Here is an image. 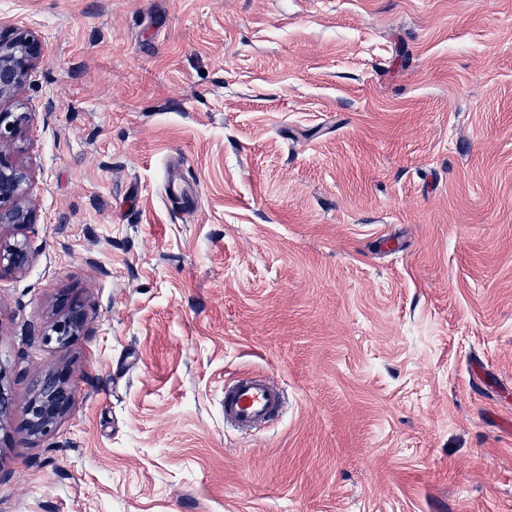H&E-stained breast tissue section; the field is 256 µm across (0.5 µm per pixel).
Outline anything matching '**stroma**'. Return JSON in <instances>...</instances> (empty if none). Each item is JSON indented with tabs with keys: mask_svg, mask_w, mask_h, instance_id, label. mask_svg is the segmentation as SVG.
Masks as SVG:
<instances>
[{
	"mask_svg": "<svg viewBox=\"0 0 512 512\" xmlns=\"http://www.w3.org/2000/svg\"><path fill=\"white\" fill-rule=\"evenodd\" d=\"M39 214L0 512H512V0H8ZM187 188L168 200L165 168ZM79 301L84 332L37 334ZM76 401L35 441L50 369ZM283 420L243 437L224 384ZM287 405L284 389L267 374L249 373L224 385V424L250 434L281 416Z\"/></svg>",
	"mask_w": 512,
	"mask_h": 512,
	"instance_id": "1",
	"label": "stroma"
}]
</instances>
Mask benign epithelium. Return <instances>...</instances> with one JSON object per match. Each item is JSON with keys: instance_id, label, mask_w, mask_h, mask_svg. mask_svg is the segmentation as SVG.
Returning <instances> with one entry per match:
<instances>
[{"instance_id": "obj_1", "label": "benign epithelium", "mask_w": 512, "mask_h": 512, "mask_svg": "<svg viewBox=\"0 0 512 512\" xmlns=\"http://www.w3.org/2000/svg\"><path fill=\"white\" fill-rule=\"evenodd\" d=\"M43 56L42 42L35 35L20 30L0 31V99L20 88L29 70ZM25 119L24 112L0 107V278L24 273L33 260L27 240L4 237L6 230L20 231L37 221L36 210L24 202L30 172L5 151L13 144ZM85 323L86 314L81 306L68 304L63 319L46 334V339L64 344L82 331ZM75 394V385L65 373L48 371L37 395L25 406L29 435L40 439L51 435L71 410Z\"/></svg>"}]
</instances>
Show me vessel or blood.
Listing matches in <instances>:
<instances>
[{
	"mask_svg": "<svg viewBox=\"0 0 512 512\" xmlns=\"http://www.w3.org/2000/svg\"><path fill=\"white\" fill-rule=\"evenodd\" d=\"M286 405L282 386L264 373L242 375L224 387V423L242 434L278 418Z\"/></svg>",
	"mask_w": 512,
	"mask_h": 512,
	"instance_id": "b4317fda",
	"label": "vessel or blood"
}]
</instances>
